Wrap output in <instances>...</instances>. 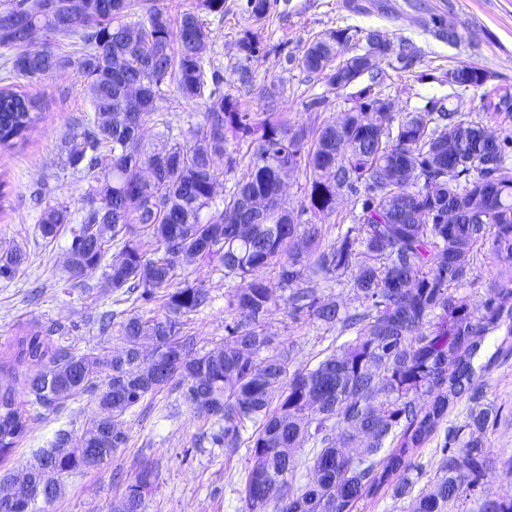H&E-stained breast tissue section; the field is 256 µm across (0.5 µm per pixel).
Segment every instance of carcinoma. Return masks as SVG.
<instances>
[{
    "label": "carcinoma",
    "mask_w": 512,
    "mask_h": 512,
    "mask_svg": "<svg viewBox=\"0 0 512 512\" xmlns=\"http://www.w3.org/2000/svg\"><path fill=\"white\" fill-rule=\"evenodd\" d=\"M202 11L221 15L224 0H199L175 21L166 0H0V64L29 85L72 70L89 103L59 146L61 174L86 184L82 206L45 204L40 236L52 243L69 231L71 275L102 270L122 295L116 302H160L153 315L101 312L99 331L116 326L122 340L102 358L76 354L69 330L56 323L17 337L0 372L25 365L27 375L20 384L0 378V456L29 430L25 406L51 414L91 396L104 417L78 433L58 428L35 454L58 474V487L46 491L54 501L64 478L87 470L82 455L57 449L95 448L98 462L107 461L128 443L123 417L175 387L203 424L219 425L213 444L246 448V512H266L271 503L275 512H357L360 501L405 477L408 458L472 390L484 336L512 324L509 141L443 104L435 112L384 111L383 98L372 94L380 72L368 60L371 53L386 59L391 44L378 40L377 28L331 29L297 57L300 69L332 89L371 81L353 111L295 128L274 112L283 87L271 80L257 89L266 112L252 123L224 97ZM31 30L43 37L35 51ZM487 80L476 66L450 69L449 97ZM133 85L140 107L132 124ZM165 92L204 107L180 141H169L172 119L156 112ZM38 109L19 85L0 86V145L26 140ZM481 110L511 116L512 94L484 96ZM149 127L164 131L147 143ZM244 143L249 174L218 203L215 158L232 169ZM285 168L305 173L303 210L315 216L336 214L341 188L355 196L345 230L331 237L288 208ZM479 255L493 277L489 297L472 302L457 290L473 278ZM197 259L217 262L236 285L224 339L194 355L184 318L212 300L205 286L181 280L183 263ZM25 262L21 250L1 255L0 279H15ZM269 269L287 296L274 293ZM338 276L348 278L360 308L342 309L309 286L314 277ZM281 303L293 321H319L347 340L326 347L313 368L290 371L266 325ZM146 337L150 358L139 348ZM454 441L460 446L411 512H448L484 476L481 438ZM153 478L143 466L112 512H142ZM477 512H512V496L487 498Z\"/></svg>",
    "instance_id": "cac0c4a2"
}]
</instances>
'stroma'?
<instances>
[{
	"label": "stroma",
	"mask_w": 512,
	"mask_h": 512,
	"mask_svg": "<svg viewBox=\"0 0 512 512\" xmlns=\"http://www.w3.org/2000/svg\"><path fill=\"white\" fill-rule=\"evenodd\" d=\"M270 4L269 15L259 22L249 17L247 0H224L223 14L206 17L215 62L224 76V94L237 100L241 111L254 114L264 109L256 92L239 84L238 72L243 68L253 73L256 83L282 84L276 109L292 125L311 128L352 111L355 88L330 89L297 65L310 39L336 27L377 28L385 33L392 52L380 65L382 78L374 91L394 101L397 111L418 112L428 103L447 102L446 73L460 64L487 72L486 91L512 92V0H270ZM433 16L456 26L464 36L460 46H448L426 34L424 25ZM247 31L258 43L250 57L237 48ZM408 43L414 54L407 63L401 55ZM29 92L41 104L39 123L25 142L0 152V255L15 249L27 254L17 277L0 281V357L26 330L52 322L69 327L68 342L76 353L101 355L120 344L117 334L100 335L94 325L100 302L112 301V290L98 270L72 278L66 267V242L44 245L35 204L40 198L80 207L85 185L60 177L57 152L73 120L89 104L71 70L30 86ZM184 273L209 288L213 297L209 309L187 320L196 350L202 353L225 335L224 326L231 320L228 293L234 283L216 264L203 260L187 263ZM37 286L41 297L30 300ZM268 322L275 346L287 354L293 370L314 366L332 343L324 326L293 322L281 307L273 310ZM480 363L485 370L474 383L479 401L462 398L426 447L412 456L410 494L398 497L393 488H382L366 500L361 512H409L413 495L438 474L445 439L468 437L470 412L479 405L496 415L482 435L490 463L479 484L465 500L450 504L448 512H476L483 499L512 495V335L506 329L486 337ZM96 411V404L84 396L68 402L59 413L35 417L30 431L0 458V478L30 463L34 451L46 447L59 425L81 428ZM123 427L129 435L127 448L98 468L68 477L63 495L47 505V512H112L114 500L125 494L145 461L155 470L145 512H245L240 494L245 449L212 447L202 436V421L179 392L165 389L145 398L126 415Z\"/></svg>",
	"instance_id": "obj_1"
}]
</instances>
